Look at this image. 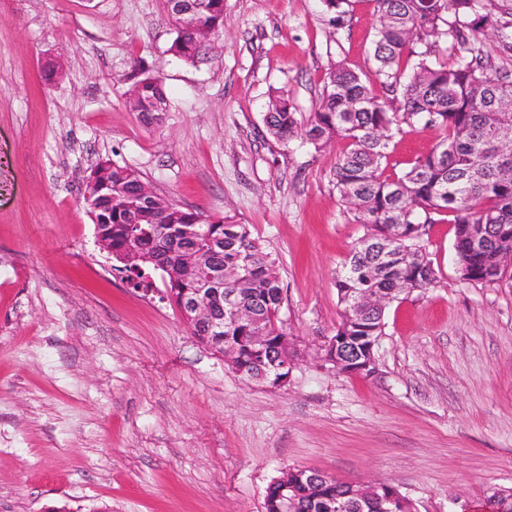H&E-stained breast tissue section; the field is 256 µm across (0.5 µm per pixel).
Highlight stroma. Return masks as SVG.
Masks as SVG:
<instances>
[{"instance_id":"35a3bbf8","label":"stroma","mask_w":512,"mask_h":512,"mask_svg":"<svg viewBox=\"0 0 512 512\" xmlns=\"http://www.w3.org/2000/svg\"><path fill=\"white\" fill-rule=\"evenodd\" d=\"M374 7L336 30L319 0H224L219 51L187 64L166 0H0V512H264L297 467L389 483L417 512L512 490V276L461 280L453 222L427 225L437 279L387 306L376 375L322 360L364 227L332 181L342 142L280 143L263 115L283 91L309 123L334 65L372 77ZM144 73L169 101L152 125L125 102ZM439 138L404 128L390 160ZM101 157L250 227L279 266L286 386L242 378L112 270L82 198Z\"/></svg>"}]
</instances>
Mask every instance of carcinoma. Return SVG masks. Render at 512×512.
<instances>
[{
  "mask_svg": "<svg viewBox=\"0 0 512 512\" xmlns=\"http://www.w3.org/2000/svg\"><path fill=\"white\" fill-rule=\"evenodd\" d=\"M377 27L372 56L375 73L396 106L381 102L367 79L338 64L328 72L323 94L307 139L318 145L345 142L336 155L332 179L343 203L358 214L366 232L336 277L338 301L349 288L377 291L391 300L430 287L437 278L428 258L420 225L438 216L455 224L458 273L469 282L496 283L509 268L502 252L512 240V154L499 148L512 135V71L493 68L491 55L478 35L495 34L499 54L512 57V5L493 0H375ZM329 25L341 29L352 17L351 0H321ZM224 0H207L201 26L214 29L223 22ZM203 43L193 33L177 29L170 50L181 60L195 62ZM143 95L167 100L163 81L151 75L139 79ZM270 134L286 143L298 135V122L288 95L273 94L264 117ZM435 128L442 136L425 155L396 171L388 146L402 125ZM101 185L122 184L112 200L94 214L95 231L111 241L116 270L127 273L134 287L153 285L155 265L147 256L162 258L171 289L191 288L215 266L224 267V294L245 308L263 314L264 334L275 342L286 334L280 319L282 288L275 260L253 237L249 227L233 217L214 219L177 203L162 206L140 193L141 175L109 158L89 171ZM182 224H208L224 236V249L205 252L191 261L173 242ZM366 242L386 244L388 255L362 249ZM248 268L240 280L236 268ZM384 310L354 323L342 308L336 337L349 336L351 349L361 348L358 336L383 335ZM202 344L224 354V343L237 345L242 364L257 356L253 332L244 324L224 323L222 338L205 325H190ZM399 491L380 484L364 512H384ZM293 512H350L352 486L333 480L315 492L298 489ZM492 512H512V491L489 496Z\"/></svg>",
  "mask_w": 512,
  "mask_h": 512,
  "instance_id": "carcinoma-1",
  "label": "carcinoma"
}]
</instances>
